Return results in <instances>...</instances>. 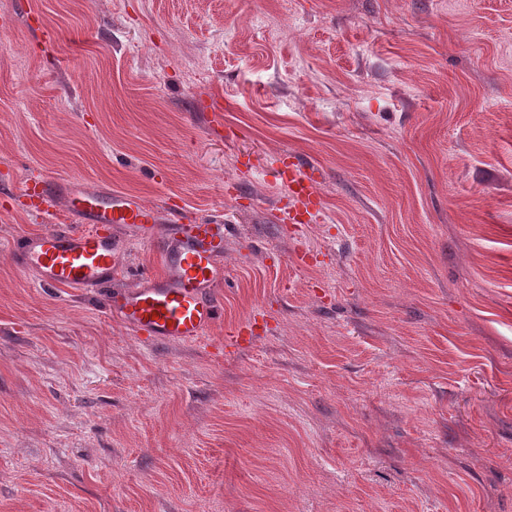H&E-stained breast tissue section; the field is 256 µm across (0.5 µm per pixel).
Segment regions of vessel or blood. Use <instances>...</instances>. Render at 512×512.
<instances>
[{"instance_id": "1", "label": "vessel or blood", "mask_w": 512, "mask_h": 512, "mask_svg": "<svg viewBox=\"0 0 512 512\" xmlns=\"http://www.w3.org/2000/svg\"><path fill=\"white\" fill-rule=\"evenodd\" d=\"M279 175L289 188L290 204L280 208L277 221L295 223L298 210L317 218L322 201L313 167L285 163ZM7 190L29 198L38 212L56 198H64L70 214L86 223L82 231L24 236L15 243V264L35 271L43 287L91 291L111 284L124 251L112 228L126 224L140 229L148 241L161 242L165 263L164 272H144L136 286L125 292L117 313L126 327L150 341H194L221 317L217 289L224 280L223 221L187 224L181 209L172 208L169 223L163 226L157 210L137 198L118 192L76 191L53 178H22Z\"/></svg>"}]
</instances>
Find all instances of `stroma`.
Instances as JSON below:
<instances>
[{
  "label": "stroma",
  "instance_id": "1",
  "mask_svg": "<svg viewBox=\"0 0 512 512\" xmlns=\"http://www.w3.org/2000/svg\"><path fill=\"white\" fill-rule=\"evenodd\" d=\"M26 174L224 214V319L125 327V225L110 288L42 287L14 242L83 222L0 194V512H512V0H0ZM282 163L278 169L283 183L289 187L290 206L288 204L279 208L276 220L281 224H304L292 216L290 210H304L310 217L307 223H311L320 215L322 201L317 191V180L314 178L315 169L299 163H285L281 155L274 158V163Z\"/></svg>",
  "mask_w": 512,
  "mask_h": 512
}]
</instances>
